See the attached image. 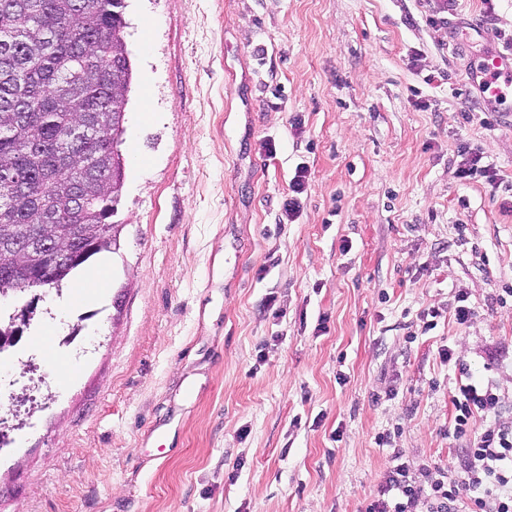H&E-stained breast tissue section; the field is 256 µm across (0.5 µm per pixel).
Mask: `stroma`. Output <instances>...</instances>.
<instances>
[{
  "instance_id": "35a3bbf8",
  "label": "stroma",
  "mask_w": 512,
  "mask_h": 512,
  "mask_svg": "<svg viewBox=\"0 0 512 512\" xmlns=\"http://www.w3.org/2000/svg\"><path fill=\"white\" fill-rule=\"evenodd\" d=\"M433 9L127 0L119 246L0 301L36 304L0 350V512H363L393 450L453 461L446 347L512 413V196L457 175L466 141L512 181V121L459 122L512 0ZM308 168L306 166L296 167L295 175L290 180L288 198L283 204V216L291 221L299 213L302 205L301 196L307 192Z\"/></svg>"
}]
</instances>
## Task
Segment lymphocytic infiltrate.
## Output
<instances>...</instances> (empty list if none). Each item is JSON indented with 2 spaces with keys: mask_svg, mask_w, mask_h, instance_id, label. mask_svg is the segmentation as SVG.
<instances>
[{
  "mask_svg": "<svg viewBox=\"0 0 512 512\" xmlns=\"http://www.w3.org/2000/svg\"><path fill=\"white\" fill-rule=\"evenodd\" d=\"M462 378L451 401L453 436L460 442L458 465H422L410 479L401 452H393L386 478L365 512H512V423L502 421L500 397L492 382L459 364ZM491 417L476 424L478 415ZM469 488L462 498L461 488Z\"/></svg>",
  "mask_w": 512,
  "mask_h": 512,
  "instance_id": "1",
  "label": "lymphocytic infiltrate"
}]
</instances>
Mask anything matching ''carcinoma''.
Here are the masks:
<instances>
[{"label":"carcinoma","instance_id":"obj_1","mask_svg":"<svg viewBox=\"0 0 512 512\" xmlns=\"http://www.w3.org/2000/svg\"><path fill=\"white\" fill-rule=\"evenodd\" d=\"M126 0H0V238L27 239L48 227L57 248L75 230L113 246L110 222L123 186L120 153L132 70L127 66ZM24 179L26 195L8 186ZM85 206H74L75 199ZM0 268V294L34 271L61 286L81 264L49 263L25 244Z\"/></svg>","mask_w":512,"mask_h":512}]
</instances>
